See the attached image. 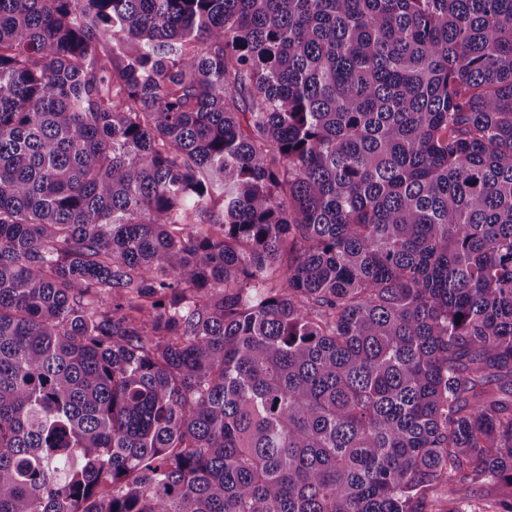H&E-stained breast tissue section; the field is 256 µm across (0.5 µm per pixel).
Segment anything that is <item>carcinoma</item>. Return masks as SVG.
<instances>
[{"mask_svg": "<svg viewBox=\"0 0 512 512\" xmlns=\"http://www.w3.org/2000/svg\"><path fill=\"white\" fill-rule=\"evenodd\" d=\"M0 512H512V0H0Z\"/></svg>", "mask_w": 512, "mask_h": 512, "instance_id": "cac0c4a2", "label": "carcinoma"}]
</instances>
